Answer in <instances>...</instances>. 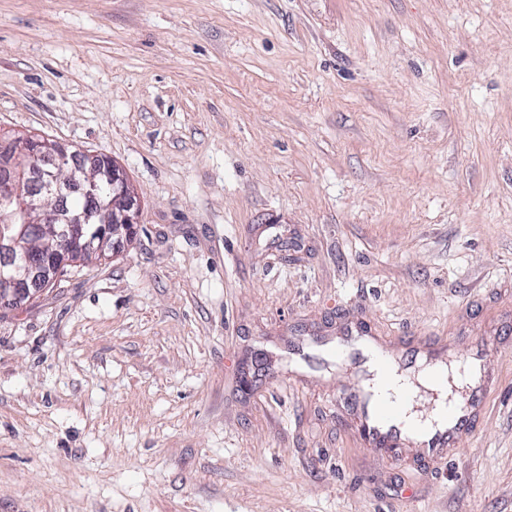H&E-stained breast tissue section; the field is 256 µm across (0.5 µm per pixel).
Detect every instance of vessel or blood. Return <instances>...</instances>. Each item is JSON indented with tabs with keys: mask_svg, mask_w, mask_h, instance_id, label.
<instances>
[{
	"mask_svg": "<svg viewBox=\"0 0 512 512\" xmlns=\"http://www.w3.org/2000/svg\"><path fill=\"white\" fill-rule=\"evenodd\" d=\"M336 357L352 364L372 363L386 376L405 365L407 350L385 345L359 324L337 339ZM487 358V352L480 348L458 357L463 383L457 397L448 400L440 426L421 425L413 432L403 431L401 420L415 406L417 395L402 385L379 392L356 390L350 403L366 448L384 458L411 450L423 461L458 448L464 438L474 433L476 419L490 393L485 378Z\"/></svg>",
	"mask_w": 512,
	"mask_h": 512,
	"instance_id": "1",
	"label": "vessel or blood"
}]
</instances>
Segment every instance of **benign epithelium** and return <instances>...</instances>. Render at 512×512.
<instances>
[{
	"label": "benign epithelium",
	"instance_id": "7a95c632",
	"mask_svg": "<svg viewBox=\"0 0 512 512\" xmlns=\"http://www.w3.org/2000/svg\"><path fill=\"white\" fill-rule=\"evenodd\" d=\"M20 153L31 160L42 189L18 198L29 218L11 234L0 235L1 309L32 298L82 258L92 261L117 253L139 224L137 193L111 159L87 155L89 168L78 173L69 163L79 159V150L26 136L10 145L0 140V171H12ZM73 186L85 201L80 210L63 202L64 192Z\"/></svg>",
	"mask_w": 512,
	"mask_h": 512
}]
</instances>
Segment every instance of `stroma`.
I'll return each mask as SVG.
<instances>
[{
  "label": "stroma",
  "instance_id": "35a3bbf8",
  "mask_svg": "<svg viewBox=\"0 0 512 512\" xmlns=\"http://www.w3.org/2000/svg\"><path fill=\"white\" fill-rule=\"evenodd\" d=\"M140 228L0 310V512H512V0H0V135ZM488 345L452 455L386 460L325 343Z\"/></svg>",
  "mask_w": 512,
  "mask_h": 512
}]
</instances>
